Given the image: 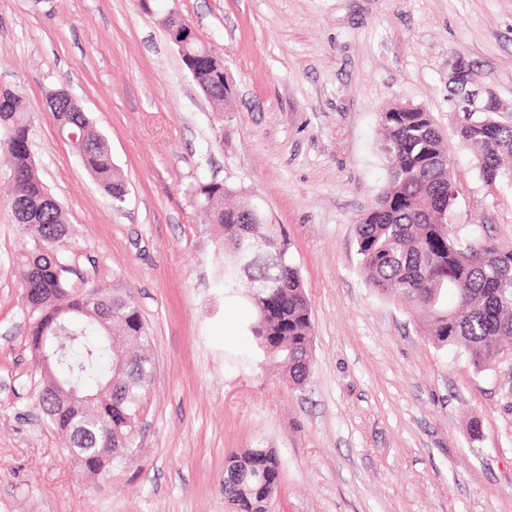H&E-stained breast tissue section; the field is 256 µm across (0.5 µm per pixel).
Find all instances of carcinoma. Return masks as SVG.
<instances>
[{"instance_id":"cac0c4a2","label":"carcinoma","mask_w":512,"mask_h":512,"mask_svg":"<svg viewBox=\"0 0 512 512\" xmlns=\"http://www.w3.org/2000/svg\"><path fill=\"white\" fill-rule=\"evenodd\" d=\"M199 89L218 110L224 89V63L207 59ZM62 133L75 131L72 149L85 170L112 198L123 202L125 183L112 162L106 139L86 115L65 102L53 113ZM382 129L385 185L356 220L360 264L366 281L380 296L425 313V332L438 347L466 353L485 370L499 359V348L512 339V249L481 240L460 242L431 215L448 207V190L456 186L447 163L448 142L431 113L405 111L394 104L378 118ZM459 138L471 148L479 176L496 186L512 157V125L497 123L493 112H478ZM0 146L6 153L12 183L11 208L16 223L33 241L17 264L31 323V345L38 351L46 337L49 370L56 379L79 389H103L113 382L109 402L96 401L74 412L51 406L52 392L41 390L38 405L52 426L69 438L79 467L94 476L112 473L124 461L137 434L139 415L154 374L144 355L151 338L130 294L92 286L70 292L63 279L68 237L62 207L36 172L30 147V124L23 101L0 93ZM236 190L214 179L197 182L192 195L222 231L221 282L224 294L247 285V302L255 319L249 332L267 356L288 367V384L306 383L312 368V318L290 243L279 224H245L247 198L236 206L224 198ZM280 459L273 448L257 446L231 453L224 463V496L235 512H268L278 491Z\"/></svg>"}]
</instances>
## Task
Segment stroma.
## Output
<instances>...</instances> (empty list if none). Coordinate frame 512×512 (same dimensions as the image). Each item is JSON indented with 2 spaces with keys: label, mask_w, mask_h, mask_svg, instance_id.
<instances>
[{
  "label": "stroma",
  "mask_w": 512,
  "mask_h": 512,
  "mask_svg": "<svg viewBox=\"0 0 512 512\" xmlns=\"http://www.w3.org/2000/svg\"><path fill=\"white\" fill-rule=\"evenodd\" d=\"M176 11L224 61L216 114L164 28ZM512 115V0H0V91L20 95L37 173L69 225L65 278L131 293L155 373L131 460L87 479L37 405L14 275L33 243L0 174V512H231L228 454L280 458L270 512H512V357L480 372L369 288L355 221L384 187L377 114L424 107L460 194L451 232L512 247V181L483 186L456 134L457 60ZM79 98L127 186L112 200L62 139ZM283 225L312 310L313 371L290 388L218 276L201 173ZM483 436L473 440L469 424Z\"/></svg>",
  "instance_id": "stroma-1"
}]
</instances>
